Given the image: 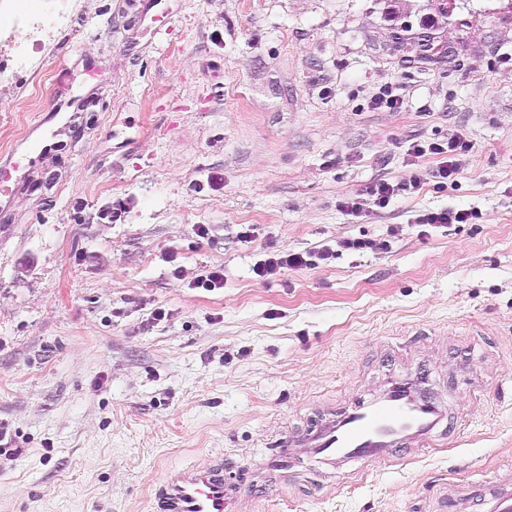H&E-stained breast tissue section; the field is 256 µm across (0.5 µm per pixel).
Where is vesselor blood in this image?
<instances>
[{"label": "vessel or blood", "instance_id": "vessel-or-blood-1", "mask_svg": "<svg viewBox=\"0 0 512 512\" xmlns=\"http://www.w3.org/2000/svg\"><path fill=\"white\" fill-rule=\"evenodd\" d=\"M443 419L442 409L420 397L411 381H395L377 400L311 430L306 445L321 462L357 457L381 461L391 449L425 446ZM238 492V486L225 482L220 462L173 471L157 489V512H232Z\"/></svg>", "mask_w": 512, "mask_h": 512}]
</instances>
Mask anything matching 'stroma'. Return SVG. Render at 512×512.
Listing matches in <instances>:
<instances>
[{"mask_svg":"<svg viewBox=\"0 0 512 512\" xmlns=\"http://www.w3.org/2000/svg\"><path fill=\"white\" fill-rule=\"evenodd\" d=\"M393 4L68 0L27 69L0 70V166L20 164L0 195V512H156L166 473L218 459L236 512H457L512 483V0H459L442 68L382 50L431 8ZM391 85L402 109L371 108ZM454 136L473 146L455 186L339 209ZM443 209L476 217L415 227ZM353 237L382 248L253 272L267 245ZM418 373L447 437L280 461Z\"/></svg>","mask_w":512,"mask_h":512,"instance_id":"obj_1","label":"stroma"}]
</instances>
